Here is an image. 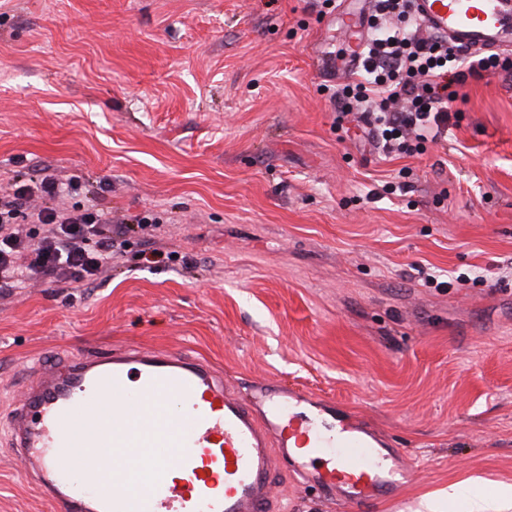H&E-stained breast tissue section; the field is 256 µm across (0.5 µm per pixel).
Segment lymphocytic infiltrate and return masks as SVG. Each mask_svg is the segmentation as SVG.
Segmentation results:
<instances>
[{
    "label": "lymphocytic infiltrate",
    "mask_w": 512,
    "mask_h": 512,
    "mask_svg": "<svg viewBox=\"0 0 512 512\" xmlns=\"http://www.w3.org/2000/svg\"><path fill=\"white\" fill-rule=\"evenodd\" d=\"M469 56L446 39L420 36L413 0H375L357 79L337 91V107L371 128L387 152L418 153L447 139L448 89L464 81ZM81 188L43 167L33 184H12L0 196V289L36 277L87 288L111 269L129 227L113 223L107 208L69 205Z\"/></svg>",
    "instance_id": "lymphocytic-infiltrate-1"
}]
</instances>
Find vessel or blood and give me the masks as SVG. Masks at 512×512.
Returning <instances> with one entry per match:
<instances>
[{"label": "vessel or blood", "mask_w": 512, "mask_h": 512, "mask_svg": "<svg viewBox=\"0 0 512 512\" xmlns=\"http://www.w3.org/2000/svg\"><path fill=\"white\" fill-rule=\"evenodd\" d=\"M424 29L460 48L512 51V0H414ZM12 445L54 512H272L297 475L347 512L393 494L403 451L277 382L242 398L204 361L111 349L45 368L9 416ZM151 483L114 487L113 460Z\"/></svg>", "instance_id": "b4317fda"}]
</instances>
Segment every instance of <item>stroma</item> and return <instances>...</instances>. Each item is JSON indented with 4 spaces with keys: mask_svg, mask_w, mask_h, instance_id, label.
Listing matches in <instances>:
<instances>
[{
    "mask_svg": "<svg viewBox=\"0 0 512 512\" xmlns=\"http://www.w3.org/2000/svg\"><path fill=\"white\" fill-rule=\"evenodd\" d=\"M318 0H0V182L48 165L146 216L89 288L0 293V512H53L8 412L39 364L109 347L208 359L333 402L408 449L363 512L512 483V70L452 85L448 139L388 157L332 94ZM275 512H339L292 474Z\"/></svg>",
    "mask_w": 512,
    "mask_h": 512,
    "instance_id": "obj_1",
    "label": "stroma"
}]
</instances>
